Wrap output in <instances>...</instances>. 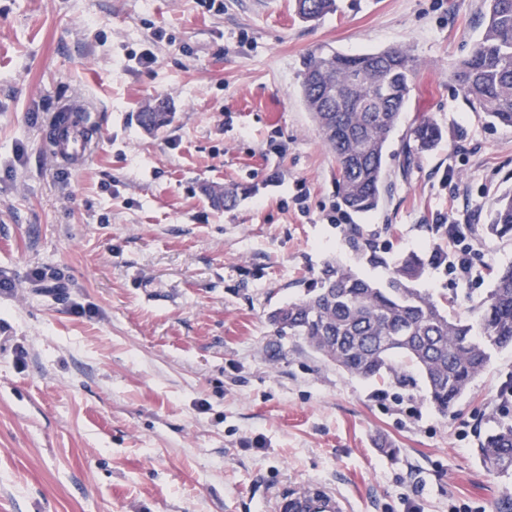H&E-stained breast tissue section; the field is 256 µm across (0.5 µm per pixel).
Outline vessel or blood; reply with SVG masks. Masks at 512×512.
<instances>
[{"instance_id": "obj_1", "label": "vessel or blood", "mask_w": 512, "mask_h": 512, "mask_svg": "<svg viewBox=\"0 0 512 512\" xmlns=\"http://www.w3.org/2000/svg\"><path fill=\"white\" fill-rule=\"evenodd\" d=\"M82 114L73 102L61 103L44 124L52 157L70 172L79 171L95 153L97 142L85 133ZM268 512H352V505L339 488L322 482L282 487L269 496Z\"/></svg>"}]
</instances>
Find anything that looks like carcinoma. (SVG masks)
I'll return each instance as SVG.
<instances>
[{
	"instance_id": "cac0c4a2",
	"label": "carcinoma",
	"mask_w": 512,
	"mask_h": 512,
	"mask_svg": "<svg viewBox=\"0 0 512 512\" xmlns=\"http://www.w3.org/2000/svg\"><path fill=\"white\" fill-rule=\"evenodd\" d=\"M483 33L451 78L474 112L512 127V0H486ZM336 0H295L296 14L319 20L336 13ZM416 61L403 48L354 55L332 51L306 64L304 104L336 158L342 205L368 213L382 203L389 139L409 97ZM170 114L157 107L139 113L158 131ZM416 148L430 147L441 130L429 119L411 131ZM486 233L512 237V197L496 204ZM427 260L409 254L379 285L343 266L327 267L318 285L271 312L280 335L302 339L315 352L362 380L387 378L406 387L420 378L425 400L450 412L488 365L493 352L512 345V263L496 270L494 285L469 318L451 317L417 287ZM477 454L490 469L512 473V423L499 419L479 440Z\"/></svg>"
}]
</instances>
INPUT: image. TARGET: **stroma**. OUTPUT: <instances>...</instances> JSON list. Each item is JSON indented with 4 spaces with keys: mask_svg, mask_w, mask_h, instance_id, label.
<instances>
[{
    "mask_svg": "<svg viewBox=\"0 0 512 512\" xmlns=\"http://www.w3.org/2000/svg\"><path fill=\"white\" fill-rule=\"evenodd\" d=\"M484 11L337 0L306 23L293 0H0V512H258L274 486L308 481L353 512H499L512 475L475 448L512 348L443 415L421 384L352 377L268 319L326 264L382 283L403 255L447 252L451 210L472 225L473 276L432 265L419 283L450 315L470 316L512 262V239L481 231L512 195V128L450 77ZM396 46L417 76L391 193L357 214L302 73L322 52ZM62 100L90 108L100 140L75 174L42 131ZM150 104L168 127L140 126ZM424 118L442 136L405 160ZM221 187L234 205H213Z\"/></svg>",
    "mask_w": 512,
    "mask_h": 512,
    "instance_id": "35a3bbf8",
    "label": "stroma"
}]
</instances>
